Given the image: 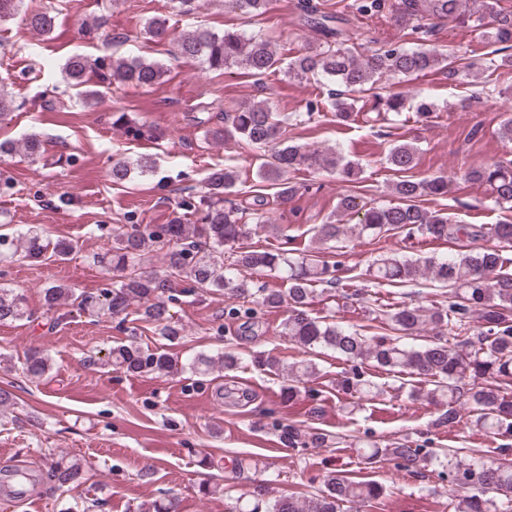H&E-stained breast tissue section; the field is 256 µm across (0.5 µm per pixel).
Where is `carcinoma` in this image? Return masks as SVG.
Here are the masks:
<instances>
[{
    "label": "carcinoma",
    "instance_id": "cac0c4a2",
    "mask_svg": "<svg viewBox=\"0 0 512 512\" xmlns=\"http://www.w3.org/2000/svg\"><path fill=\"white\" fill-rule=\"evenodd\" d=\"M269 0H224V11L250 16L266 13ZM386 0H353L350 19H370L382 13ZM462 0H398L393 5L395 18L412 23V33L424 36L423 21L449 19L461 15ZM304 19L322 36V42L288 64V75L297 78H328L343 87L331 92L330 102L317 97L307 103L306 120L331 106L336 123L355 121V94L365 87L375 89L384 79L407 80L424 73L443 71L455 78L459 69L448 63L446 55L421 44L406 47L392 44L362 56L356 48L340 40L342 30L333 26L337 16L324 10L318 0H299ZM476 21L489 18L487 35L493 43L512 49V7L501 0H478ZM21 16L26 25L41 36L51 33L54 17L44 10H29L25 0H0V24ZM145 34L162 44H171L170 54L196 61L210 71L237 68L261 77L276 71L281 63L269 41L226 28L213 32L193 28L173 36L168 18L154 17L146 22ZM68 85L76 90L79 101L93 107L101 100L102 89L114 86L150 88L165 82L168 68L158 61L141 56H88L74 54L62 68ZM383 113L395 114L405 108L406 98L400 92L376 95ZM290 117L275 111L269 104L241 103L224 113V124L205 133L208 142H243L265 152L258 176L275 189L273 198L286 203L298 191L288 174L310 169H327L349 184L338 196L335 219L321 224L315 234L317 246L292 253L286 249L255 250L239 246L249 233L248 224L263 222L262 206L267 196L254 195V208L246 211L224 206V195L234 192L239 175L234 166L224 164L213 169L206 178V191L189 195L178 203L185 216L195 219L188 224L181 217L160 225L155 231L150 224H133L127 230L112 234V245L96 257V263L107 272L118 273V280L95 295H75L64 285L43 289L47 309L73 306L91 317L108 315L128 317L153 326L164 339L174 342L182 338L184 328L173 321L168 302L174 299L176 279L189 282L183 292L200 294L222 291L237 305L230 308L232 319H254L257 309L285 307L283 334L302 350L330 348L352 363L351 371L336 381L337 393L350 397L380 394L378 386L361 365H372L389 374L414 376L429 388L412 386L408 397L424 401L442 410L441 420L453 427L467 412L468 426L485 435L505 439L493 450L482 448H414L406 439L384 446L371 437L324 429L304 430L295 423L282 424L278 437L282 444L296 448H367L368 460L394 461L397 467L418 475L430 464L442 467L448 484L456 488L448 508L451 512H512V274L502 272L503 249L512 248V222L454 224L441 209H428L423 202L448 196V178L415 179L409 175L417 166L418 147L409 142L390 148L387 162L399 178L389 186L395 197L390 204L366 202L357 190L359 165L344 161L331 153L326 156L294 142L286 136ZM44 154L42 140L36 133L23 143V156L36 162ZM155 160L142 157L135 161L112 163V183L121 185L135 171L142 175L155 172ZM464 178L486 186L492 201L512 208V158L509 156L487 165L467 169ZM402 233L405 238L416 234L459 244L457 254L432 257L424 261L406 255L391 254L376 258L368 266V275L379 286H412L425 280L438 288L448 289V299L437 307H424L404 302L389 310H371L378 332L365 335L359 330L329 320L313 317V284H337L334 270L325 260L327 249H342L349 238L372 240L387 233ZM486 236L497 240L494 246L472 249L468 244ZM76 249L67 240L51 243L40 233L29 230L17 237L0 234V258L22 255L40 259L47 252L64 260ZM163 253L164 268L147 273L143 260L152 252ZM276 273L288 282L281 291L268 288L264 276ZM26 316L24 299L8 288H0V324L13 323ZM435 330L425 343L412 345L409 340L424 327ZM252 362L261 370L282 375V396L295 401L301 385L318 377V364L304 358L287 366L280 360L262 355ZM242 363L241 352L233 346L214 355L199 353L186 363H178L167 352L149 349L132 341L112 347L108 364L134 375H176L189 371L203 382L217 366L234 370ZM51 369V358L41 349L27 352L22 370L31 381H39ZM85 474V463L76 457L59 455L40 474L43 482L57 490L68 491ZM384 493L376 482L358 480L334 472L327 476L324 488L300 500L294 496L265 497L260 488L251 499L239 498L235 512H344V508H361L378 500ZM137 512H177L175 498H161L141 503Z\"/></svg>",
    "mask_w": 512,
    "mask_h": 512
}]
</instances>
